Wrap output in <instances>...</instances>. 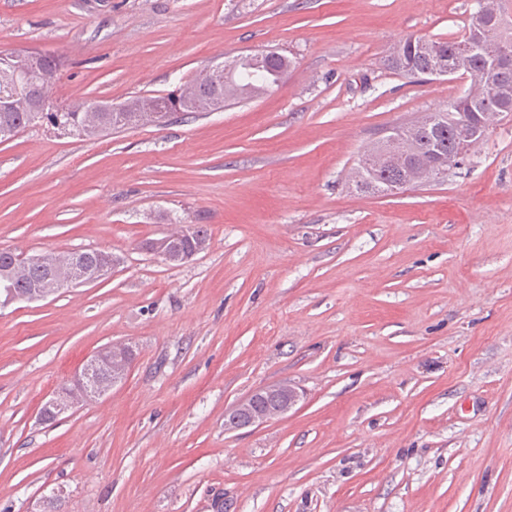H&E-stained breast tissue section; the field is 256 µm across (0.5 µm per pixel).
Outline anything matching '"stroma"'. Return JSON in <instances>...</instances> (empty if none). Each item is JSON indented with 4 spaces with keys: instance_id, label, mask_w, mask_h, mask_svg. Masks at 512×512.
Wrapping results in <instances>:
<instances>
[{
    "instance_id": "35a3bbf8",
    "label": "stroma",
    "mask_w": 512,
    "mask_h": 512,
    "mask_svg": "<svg viewBox=\"0 0 512 512\" xmlns=\"http://www.w3.org/2000/svg\"><path fill=\"white\" fill-rule=\"evenodd\" d=\"M472 0H0V52L65 57L54 106L165 95L224 57H294L262 98L0 143V249L106 248L105 279L0 309V512H512V117L440 184L350 189L364 149L462 78L387 66ZM174 224L210 244L140 249ZM125 379L52 425L96 350ZM286 415L224 429L254 390ZM195 230L196 229L194 225L187 224L181 231V234L185 237L180 235V230L172 232L171 234L174 236V239L170 243L169 234L163 233L160 237L153 238L148 243L143 244L141 247L147 253L156 256L165 263L169 262L182 264L192 259L195 255L203 252L207 246V242L198 239V244L194 247V239L197 238ZM186 237L193 239V241ZM169 243L171 249L178 253L191 251L193 247L194 249L189 253L173 255L169 250ZM275 390H284L288 392V397L286 394ZM270 391L273 392L265 394V396L261 399L262 405L271 408L281 407L287 402L288 405L284 406L278 411H270L257 406V397L262 393ZM300 398L301 392L297 388L288 385L260 388L252 392L247 398H245V400L239 403L234 410L224 415V429L225 431H235L250 427H259L267 422L287 414L294 406L297 405ZM243 410H248L249 413L248 423L245 425L242 424V419L240 418V414Z\"/></svg>"
}]
</instances>
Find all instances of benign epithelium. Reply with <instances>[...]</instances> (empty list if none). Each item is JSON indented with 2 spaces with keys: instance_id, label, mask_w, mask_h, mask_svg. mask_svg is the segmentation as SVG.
Instances as JSON below:
<instances>
[{
  "instance_id": "7a95c632",
  "label": "benign epithelium",
  "mask_w": 512,
  "mask_h": 512,
  "mask_svg": "<svg viewBox=\"0 0 512 512\" xmlns=\"http://www.w3.org/2000/svg\"><path fill=\"white\" fill-rule=\"evenodd\" d=\"M466 82L467 88L460 95L463 102L476 103L488 96L486 80L477 76H468ZM431 170L432 167L428 165L413 168L404 182V186L410 187L430 183ZM169 243V234L164 233L143 244L142 249L164 262L182 264L203 252L207 246L206 242L200 240L191 252L173 255L169 250ZM33 264L45 265L49 270L47 278L34 286L32 291L25 296H18L6 289L1 290L0 307H6L21 301L44 300L53 296L65 286L73 287L94 283L110 273L119 264V259L111 252L101 250L97 254L95 268L89 270L76 263L69 256H56L51 253H13L12 266L27 267ZM132 362L133 350L124 344H112L95 351L75 373L72 385L59 389L46 402V406L51 408L52 413L43 415V418L53 420L78 405L90 403L104 395L109 390L108 383L115 384L119 382L122 375L128 372ZM107 367L113 368L112 381L110 382L106 381L103 376V370ZM277 389L288 392V405L278 411H270L256 404L257 397L260 394ZM300 398L301 392L288 385L260 388L252 392L234 410L224 415V430L235 431L245 427H259L287 414L297 405Z\"/></svg>"
}]
</instances>
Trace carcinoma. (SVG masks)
Masks as SVG:
<instances>
[{
	"label": "carcinoma",
	"instance_id": "cac0c4a2",
	"mask_svg": "<svg viewBox=\"0 0 512 512\" xmlns=\"http://www.w3.org/2000/svg\"><path fill=\"white\" fill-rule=\"evenodd\" d=\"M498 56L507 62L503 78L512 84V22L504 25L491 18L472 17L463 35L453 39H425L408 36L397 44L388 58L394 71L410 75H429L437 69H445L456 63L463 64V73L472 76L484 73L489 57ZM228 73L201 71L193 80V97L181 104V111L188 113L212 112L229 101H250L261 98L279 85L285 70L294 67V59L277 52H267L262 59L238 58L225 60ZM62 57L39 56L33 59L17 58L7 67L0 66V100L20 91L40 111H0V143L12 138L35 121H45L55 129L94 139L112 130L128 128L131 115L136 112H157L167 108L173 95L138 96L115 105L103 113L101 129H89L81 125L77 112L55 109L49 97V88L43 80L48 70L62 72ZM491 109L512 115V93H491L486 102L474 105L451 103L444 111L430 114V127H418L413 123L396 126L398 150L401 159L387 157L380 167H374L372 159L364 153L358 158L363 167L355 187L364 192L389 194L400 189L409 169L417 164L435 163L443 171L461 168L458 154L466 143L465 134L479 132L469 142L474 150L487 137L480 130L482 112ZM8 250H0V285L8 283L15 294L23 295L45 277L44 267L29 266L15 271L7 262Z\"/></svg>",
	"mask_w": 512,
	"mask_h": 512
}]
</instances>
